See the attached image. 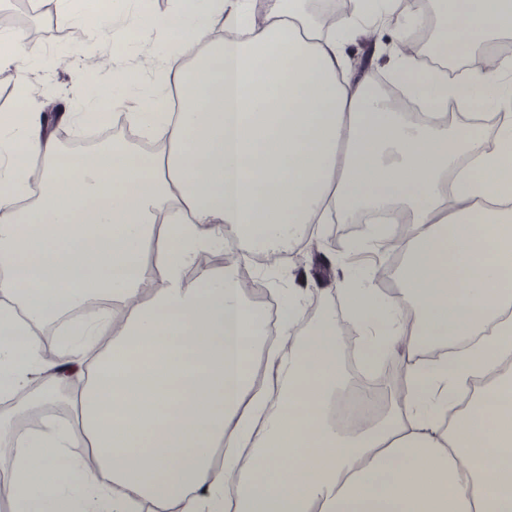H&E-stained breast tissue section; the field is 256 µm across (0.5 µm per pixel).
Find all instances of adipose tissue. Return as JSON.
<instances>
[{
    "instance_id": "ef3b65f1",
    "label": "adipose tissue",
    "mask_w": 512,
    "mask_h": 512,
    "mask_svg": "<svg viewBox=\"0 0 512 512\" xmlns=\"http://www.w3.org/2000/svg\"><path fill=\"white\" fill-rule=\"evenodd\" d=\"M303 2L268 0L258 21L252 0H179L146 25L168 48L158 71L181 72L180 109L160 83L125 118L161 150L73 154L41 113L0 123V397L34 375L18 413L61 388L70 412L21 440L0 416L9 512H512V381L471 394L512 360V64L452 84L413 72L399 32L393 75L428 115L407 122L372 73L348 74L342 39L423 24L421 0L322 22ZM438 4L441 60L512 29V0ZM452 101L498 108L494 136L449 126ZM361 202L409 217L405 236L369 226L356 245L400 251L399 297L347 267L336 281L363 363L400 358L403 388L349 429L334 315L296 338L305 297L289 289L270 343L235 266L185 271L229 236L242 263L322 239ZM80 306L46 358L39 329Z\"/></svg>"
}]
</instances>
